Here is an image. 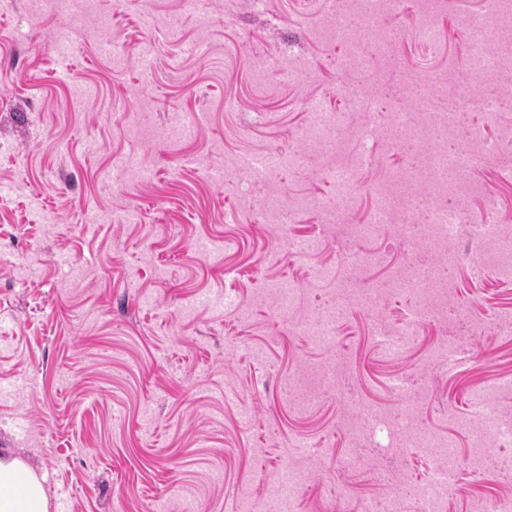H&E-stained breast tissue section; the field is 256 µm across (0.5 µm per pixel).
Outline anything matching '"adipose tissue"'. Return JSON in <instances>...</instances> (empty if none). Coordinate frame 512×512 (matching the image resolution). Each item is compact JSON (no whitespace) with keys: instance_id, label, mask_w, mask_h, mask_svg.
Returning a JSON list of instances; mask_svg holds the SVG:
<instances>
[{"instance_id":"obj_1","label":"adipose tissue","mask_w":512,"mask_h":512,"mask_svg":"<svg viewBox=\"0 0 512 512\" xmlns=\"http://www.w3.org/2000/svg\"><path fill=\"white\" fill-rule=\"evenodd\" d=\"M0 512H48L41 480L10 454H0Z\"/></svg>"}]
</instances>
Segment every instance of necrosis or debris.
Segmentation results:
<instances>
[{
  "instance_id": "1",
  "label": "necrosis or debris",
  "mask_w": 512,
  "mask_h": 512,
  "mask_svg": "<svg viewBox=\"0 0 512 512\" xmlns=\"http://www.w3.org/2000/svg\"><path fill=\"white\" fill-rule=\"evenodd\" d=\"M406 4L407 0H331L323 16L324 37L330 43L349 46L339 70L372 75L388 63L391 44L385 39L381 20L405 16ZM458 22L469 36L464 73L452 81L446 70L432 71L416 89L419 113L408 112L402 106L390 107L394 91L389 87L371 99L352 97L348 111L309 115L293 135L294 149L277 155L271 163L275 170L313 169L319 178L337 187L341 198L350 201L365 184L368 169L358 157H340L338 148L344 131L379 112L384 116L383 130L391 144L410 152L402 168L376 178L374 205L361 223H352L347 207L339 209L326 203L317 206L322 223L340 229L341 244L385 233L410 245V252L399 259L379 250L347 254L352 267L388 270L385 280L372 283L355 278L340 282L334 267L317 266V279L327 285L325 297L302 313L296 309L292 285L280 283L270 288L289 326L323 347L331 348L336 343L339 314L352 305L373 308L379 295L384 294L409 298L411 311L396 326L376 319L371 326L372 340L385 344L399 359L415 348L426 327L435 326L440 334L430 352L438 354L453 345L446 336L448 326L464 317L476 325L481 322L475 310L461 312L450 296L449 281L455 266H476L512 282V225L499 222L491 212L473 211L471 201L482 189L468 179L485 155L499 149L498 143L485 140L486 126L499 127L503 139L512 138V122L501 120L506 103L512 101V0H496V8L486 22H477L464 13L459 14ZM474 73L480 74L484 83L478 95L472 93L468 80ZM451 81L456 84L453 111H430V99ZM311 147L324 155V163L311 164L307 153ZM341 367L338 356L318 363L322 378L318 390H301L296 379H289L291 400L303 410L320 400H333L348 414L373 416V408L340 383ZM503 389V381L486 380L472 389L470 412L448 411L449 421L457 428L477 434L470 455L472 472L477 476L490 465L503 475L512 474V424L502 415ZM399 396V410L380 414L401 438L399 453L418 450L430 455L437 462V471L420 481L387 484L381 497L362 500L356 512H406L410 507L415 512H446L448 500L458 491L450 445L421 426L422 393L403 389Z\"/></svg>"
}]
</instances>
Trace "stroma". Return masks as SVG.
<instances>
[{
	"label": "stroma",
	"instance_id": "stroma-1",
	"mask_svg": "<svg viewBox=\"0 0 512 512\" xmlns=\"http://www.w3.org/2000/svg\"><path fill=\"white\" fill-rule=\"evenodd\" d=\"M144 0H93L74 46L71 78L52 45L65 23L48 4L0 0V453L24 459L44 480L49 512H239L264 500L284 463L308 480L297 512H322V493L349 489V506L375 495L376 471L419 480L433 467L420 452L388 454L370 425L339 427L329 402L298 413L285 378L307 374L326 353L289 332L267 282L298 287L308 308L320 264H340L339 244L317 210L300 213L294 239H321L299 256L261 221L284 195L332 201L334 186L305 173L272 181L240 171L241 156L287 149L308 100L345 111L384 74L338 75L341 45L320 35L319 0H207L211 25L154 0L161 22L144 32ZM439 42H423L414 16L389 22L403 68H457L466 38L454 13L439 17ZM119 40L123 70L98 44ZM278 77L256 92V67ZM197 112L191 140H167L173 116ZM353 154L372 176L403 164L382 135L355 129ZM134 155L153 177L121 164ZM488 195L474 199L512 215V162L491 157L475 171ZM109 215L89 224L88 212ZM368 317L339 324L350 381L373 407L398 397L390 377L431 384L423 423L446 426L434 402L465 409L472 386L512 370V336L475 339L478 360L454 365L423 352L401 360L368 344ZM362 465L343 470L350 441Z\"/></svg>",
	"mask_w": 512,
	"mask_h": 512
}]
</instances>
